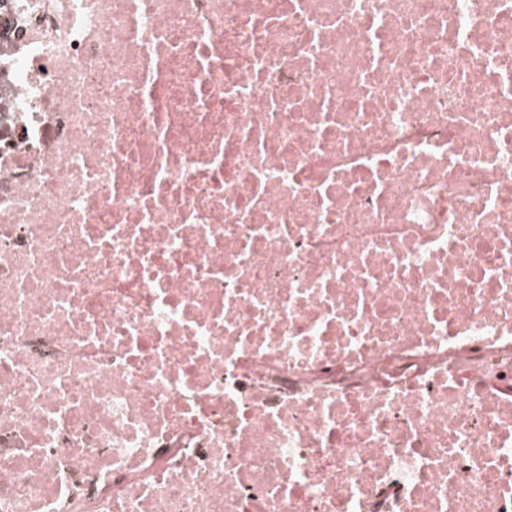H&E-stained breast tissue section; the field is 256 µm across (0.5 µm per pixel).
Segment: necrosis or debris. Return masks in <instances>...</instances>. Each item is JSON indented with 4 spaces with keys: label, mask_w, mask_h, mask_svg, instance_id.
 Listing matches in <instances>:
<instances>
[{
    "label": "necrosis or debris",
    "mask_w": 512,
    "mask_h": 512,
    "mask_svg": "<svg viewBox=\"0 0 512 512\" xmlns=\"http://www.w3.org/2000/svg\"><path fill=\"white\" fill-rule=\"evenodd\" d=\"M0 512H512V0H0Z\"/></svg>",
    "instance_id": "1"
}]
</instances>
